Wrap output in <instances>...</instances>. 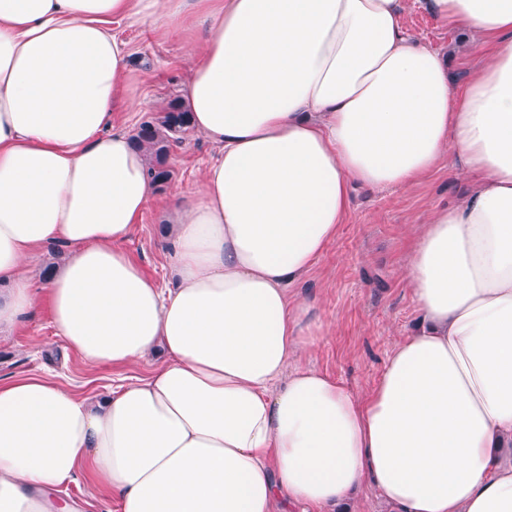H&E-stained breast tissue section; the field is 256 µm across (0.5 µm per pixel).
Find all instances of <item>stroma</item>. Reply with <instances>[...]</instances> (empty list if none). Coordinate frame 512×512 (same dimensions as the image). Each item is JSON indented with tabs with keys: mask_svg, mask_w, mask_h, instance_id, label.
Instances as JSON below:
<instances>
[{
	"mask_svg": "<svg viewBox=\"0 0 512 512\" xmlns=\"http://www.w3.org/2000/svg\"><path fill=\"white\" fill-rule=\"evenodd\" d=\"M403 22L426 46L447 56L453 83L463 85L475 62L473 36L443 26L415 2ZM115 32L131 51L129 89L145 104L135 112H116L113 121L133 132L145 115L182 100L190 62L177 43L157 39L146 30L119 25ZM214 153L195 131L173 145L167 159L172 178L156 190L124 244L128 255L162 287L172 284L168 253L160 245L169 199L196 189ZM466 185V177L442 167L405 187L352 188L349 213L336 239L289 291L290 296H306L317 304L321 338L306 352L307 364L358 396L372 390L394 347L419 321L407 281L410 227L433 211L456 205ZM152 367L149 360L123 368L84 362L56 336L44 303L11 333L0 334V381L52 375L79 394L102 395L121 380L147 375Z\"/></svg>",
	"mask_w": 512,
	"mask_h": 512,
	"instance_id": "obj_1",
	"label": "stroma"
}]
</instances>
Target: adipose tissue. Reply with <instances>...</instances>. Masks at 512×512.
<instances>
[{"label": "adipose tissue", "instance_id": "obj_1", "mask_svg": "<svg viewBox=\"0 0 512 512\" xmlns=\"http://www.w3.org/2000/svg\"><path fill=\"white\" fill-rule=\"evenodd\" d=\"M407 0H0V332L46 299L92 364L162 353L104 397L0 382V512H60L86 474L121 512H322L374 485L400 512H512V0H418L477 36L455 87ZM123 22L186 39L185 104L215 148L174 195L158 287L121 248L150 203L112 123ZM462 200L412 230L421 326L366 396L301 363L316 305L289 288L352 186L440 166ZM61 267L32 281L48 245Z\"/></svg>", "mask_w": 512, "mask_h": 512}]
</instances>
